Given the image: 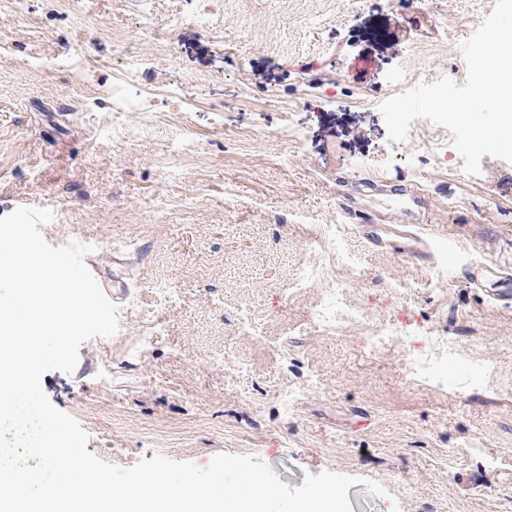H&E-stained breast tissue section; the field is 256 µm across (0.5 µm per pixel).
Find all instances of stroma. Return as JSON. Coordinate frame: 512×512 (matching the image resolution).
Returning a JSON list of instances; mask_svg holds the SVG:
<instances>
[{
	"mask_svg": "<svg viewBox=\"0 0 512 512\" xmlns=\"http://www.w3.org/2000/svg\"><path fill=\"white\" fill-rule=\"evenodd\" d=\"M494 5L224 0L220 31L181 21L184 0L0 11V217L51 209L44 238L90 246L85 263L118 312L117 333L82 344L72 374L42 377L89 452L123 468L252 455L293 488L330 470L358 477L352 512H512V303L497 300L499 278L474 288L463 276L476 261L512 271V163L486 155L467 174L456 150L434 151L448 130L420 118L396 143L378 109L421 82L464 84L461 45ZM148 21L172 59L147 37L126 72L111 34ZM34 56L75 62L24 73ZM85 73L95 90L80 91ZM116 82L148 103L121 115L139 137L112 136ZM362 215L454 253L377 247ZM319 234L338 249L315 246ZM310 265L345 282L363 325L316 332L324 286L297 285ZM243 311L256 335L238 330ZM389 321L455 343L448 387L409 379L404 349L369 353L367 329ZM228 357L248 372L225 370ZM475 363L489 370L478 386ZM309 376L314 391L282 413L279 390Z\"/></svg>",
	"mask_w": 512,
	"mask_h": 512,
	"instance_id": "1",
	"label": "stroma"
}]
</instances>
